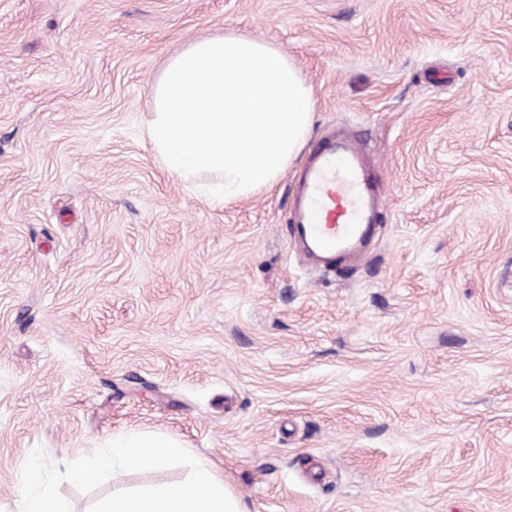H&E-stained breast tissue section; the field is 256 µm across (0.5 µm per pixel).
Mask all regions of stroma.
<instances>
[{
	"mask_svg": "<svg viewBox=\"0 0 512 512\" xmlns=\"http://www.w3.org/2000/svg\"><path fill=\"white\" fill-rule=\"evenodd\" d=\"M229 33L384 184L335 275L292 245L297 164L217 205L143 135L168 59ZM127 433L246 512H512V0H0V512L35 449Z\"/></svg>",
	"mask_w": 512,
	"mask_h": 512,
	"instance_id": "1",
	"label": "stroma"
}]
</instances>
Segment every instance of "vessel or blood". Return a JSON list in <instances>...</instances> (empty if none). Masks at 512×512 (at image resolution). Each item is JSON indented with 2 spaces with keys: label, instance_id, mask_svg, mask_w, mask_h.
Returning <instances> with one entry per match:
<instances>
[{
  "label": "vessel or blood",
  "instance_id": "vessel-or-blood-1",
  "mask_svg": "<svg viewBox=\"0 0 512 512\" xmlns=\"http://www.w3.org/2000/svg\"><path fill=\"white\" fill-rule=\"evenodd\" d=\"M383 187L371 183L353 137L322 143L298 174L290 221L297 242L324 262L337 254L357 260L356 249L378 220Z\"/></svg>",
  "mask_w": 512,
  "mask_h": 512
}]
</instances>
